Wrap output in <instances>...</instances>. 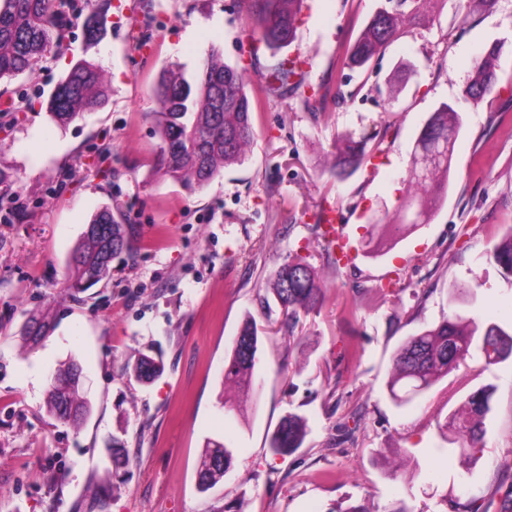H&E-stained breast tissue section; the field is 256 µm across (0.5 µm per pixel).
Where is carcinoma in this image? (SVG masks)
<instances>
[{
  "label": "carcinoma",
  "instance_id": "cac0c4a2",
  "mask_svg": "<svg viewBox=\"0 0 512 512\" xmlns=\"http://www.w3.org/2000/svg\"><path fill=\"white\" fill-rule=\"evenodd\" d=\"M253 6L260 39L271 48H281L295 37L296 20L303 0H249ZM422 0H387V5L369 20L358 39L347 49L344 63L362 67L396 35L405 9L414 12ZM88 39L104 37L107 0H86ZM65 20L56 0H0V80L30 70L52 50L61 47ZM501 52L491 45L477 60L474 76L463 90L466 99L479 104L492 93ZM303 61L296 57L277 62L266 75L264 91H293L304 84ZM159 107L150 113L158 137L157 172L191 190L207 186L224 167L244 160L255 137L252 114L256 101L246 91L242 72L209 54L198 74L187 79L178 66L164 69L157 88ZM103 88L99 67L90 61L75 64L56 85L47 100V111L58 125H67L99 106ZM463 127L461 113L448 103L432 113L419 133L411 156L409 176L421 193L412 219L403 216L390 225L401 232L408 225L425 224L443 202L448 188L452 143ZM371 136L337 137L331 176L342 181L355 173L367 158L380 151ZM133 225L115 218L112 209L99 210L87 225L67 262L65 286L71 294L107 279L112 261L132 254ZM506 278H512V232L489 252ZM270 290L290 320L314 311L323 300L313 267L295 256L278 266ZM30 330L20 331L28 346L36 347L53 329L49 312L33 313L26 321ZM259 331L255 320L246 318L224 367V381L240 383L252 377L258 357ZM479 352L488 365L512 357V332L490 323L481 325L462 312H453L437 326L410 336L394 357L389 383L391 399L399 406L425 394L472 352ZM163 372V364L143 355L133 367L137 380L151 382ZM79 367L68 364L58 371L49 388L47 407L62 422L88 411L79 390ZM490 389L470 394L460 409L445 421L458 447L449 449L475 463L483 448L485 420L491 410ZM307 435V419L290 413L272 433V453L287 456L301 448ZM233 453L224 444L209 442L201 455L197 473L203 491L212 488L232 464Z\"/></svg>",
  "mask_w": 512,
  "mask_h": 512
}]
</instances>
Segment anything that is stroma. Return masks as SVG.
Listing matches in <instances>:
<instances>
[{"label": "stroma", "instance_id": "35a3bbf8", "mask_svg": "<svg viewBox=\"0 0 512 512\" xmlns=\"http://www.w3.org/2000/svg\"><path fill=\"white\" fill-rule=\"evenodd\" d=\"M384 3L305 0L279 49L257 41L240 0H112L95 45L86 8L71 7L61 54L0 81L12 107L0 112V512H221L236 499L243 512H512V357L488 365L472 354L403 406L388 390L396 349L449 313L512 328V280L486 258L512 229V0L488 12L425 0L368 66L349 69L347 47ZM142 33L151 53L136 46ZM496 42L495 91L471 105L462 91ZM212 52L251 89L281 58L301 57L327 103L264 97L244 161L189 190L153 169V89L166 66L190 77ZM81 59L100 67L104 101L57 125L43 104ZM444 102L464 118L448 194L429 223L390 239L387 224L416 192L410 154ZM344 133L375 134L383 152L338 182L330 167ZM105 206L133 225V254L69 295L68 258ZM323 206L347 243L337 266L312 230ZM296 252L324 300L292 326L266 284ZM47 307L55 328L27 349L20 331ZM248 315L261 336L255 376L231 386L224 362ZM143 354L164 364L148 384L130 372ZM71 362L89 404L75 425L45 405ZM483 386L491 411L471 464L449 456L443 424ZM291 412L309 433L294 454H272ZM210 440L234 461L204 492L197 465Z\"/></svg>", "mask_w": 512, "mask_h": 512}]
</instances>
